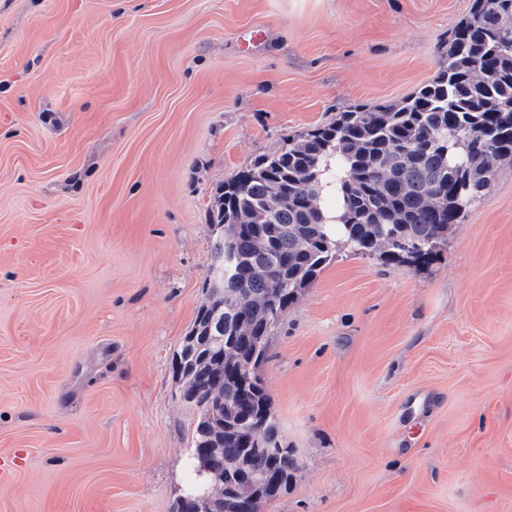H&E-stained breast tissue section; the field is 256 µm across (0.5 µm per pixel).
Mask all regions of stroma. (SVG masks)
Instances as JSON below:
<instances>
[{
    "mask_svg": "<svg viewBox=\"0 0 512 512\" xmlns=\"http://www.w3.org/2000/svg\"><path fill=\"white\" fill-rule=\"evenodd\" d=\"M469 7L0 0V512H173L224 181L414 93ZM259 374L299 464L260 512H512V163L426 263L340 252Z\"/></svg>",
    "mask_w": 512,
    "mask_h": 512,
    "instance_id": "obj_1",
    "label": "stroma"
}]
</instances>
